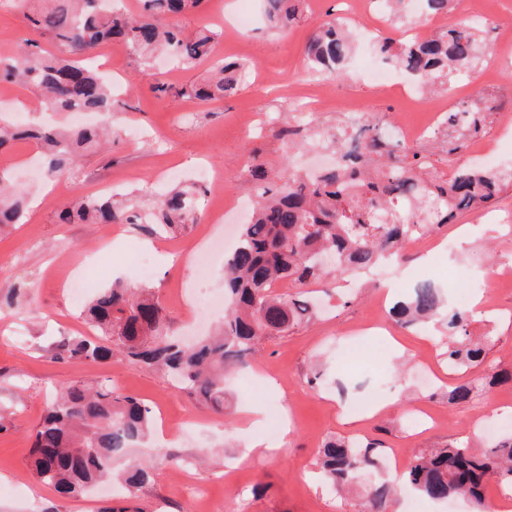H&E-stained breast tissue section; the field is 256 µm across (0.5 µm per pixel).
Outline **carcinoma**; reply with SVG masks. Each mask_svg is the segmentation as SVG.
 Instances as JSON below:
<instances>
[{
	"label": "carcinoma",
	"instance_id": "1",
	"mask_svg": "<svg viewBox=\"0 0 512 512\" xmlns=\"http://www.w3.org/2000/svg\"><path fill=\"white\" fill-rule=\"evenodd\" d=\"M16 0L28 27L64 47L56 54L26 38L12 54L0 57V81L30 88L56 112L74 107L104 118L119 107L111 82L83 63V56L100 45L119 41L142 60L167 56L176 63L199 62L211 56L215 33L201 29L186 35L175 19L204 0H143L139 13L112 6V0ZM299 0H265L268 22L283 30L295 19ZM375 53L408 75L426 91L454 73L473 68L486 54L480 29L468 23L453 24L423 41L394 43L376 36ZM355 51L351 27L339 20H323L305 46L307 65L332 77L344 73ZM243 73L237 61L217 63L211 77L189 84L182 96L213 102L235 93ZM486 114L465 105L448 111L444 124L458 133L448 153L464 147L463 139L478 134ZM37 141L46 177L69 178L85 153L105 147L112 125L72 129L68 126L24 128L0 122V148L20 136ZM340 157L335 167L312 177H293L271 185L265 171L260 201L251 219L242 225L238 244L224 263V294L231 308L223 324L194 344H182L169 334L170 321L156 295L146 288L121 283L103 288L81 312L101 335L77 337L54 352L52 359L103 363L114 351L147 368L170 376L176 386L224 412V370L245 363L265 336H273L309 320V301L273 293L287 281L305 286L336 273L358 274L389 256L400 258L406 242L434 227L452 223L459 215L492 203L505 183L512 181V165L490 169L460 166L441 178L424 170L423 163L392 158L373 167L379 145L361 152L345 149V140H332ZM200 194L191 188H174L154 209L133 203V193L108 197L82 195L58 213L61 224H139L160 235L195 220ZM412 209L416 224L394 209V203ZM25 194L0 175V229L21 221ZM440 289L422 283L392 310L397 322L412 324L440 313ZM448 337L445 354L452 369L476 367L485 362L486 343L469 339V313L454 307L446 311ZM151 408L110 385L74 384L66 387L39 423L29 455V470L43 484L65 498L84 496L99 482L120 480L131 494L151 482L153 466L127 458L151 434ZM372 440L354 443L329 439L319 457L323 479L337 487L350 486L361 472L379 463ZM488 479L512 485V436L477 455L461 442L416 455L403 475L404 485L433 500L468 496L484 506ZM392 486H372L363 512H388Z\"/></svg>",
	"mask_w": 512,
	"mask_h": 512
}]
</instances>
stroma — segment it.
Masks as SVG:
<instances>
[{
    "instance_id": "1",
    "label": "stroma",
    "mask_w": 512,
    "mask_h": 512,
    "mask_svg": "<svg viewBox=\"0 0 512 512\" xmlns=\"http://www.w3.org/2000/svg\"><path fill=\"white\" fill-rule=\"evenodd\" d=\"M260 0H205L201 10L182 15L178 24L192 34L210 28L216 34V53L244 64V83L234 96L201 103L181 96H160L152 85L173 87L204 79L208 62L163 72L161 66L141 64L129 48L103 44L87 62L100 66L111 58L122 108L112 115L117 134L101 153L81 158L79 176L54 183L38 206L29 208L24 223L0 232V512H103L124 505L135 512H195V491H204L209 512H360L365 491L385 479V471L369 468L356 487L333 491L317 475V457L330 437H362L380 442L381 455L401 452L413 457L425 448L451 441L471 443L480 450L495 444L486 433L494 421L512 415V286L495 287L500 261H512V223L489 224L479 212L461 215L432 233L451 237L455 226L469 229L470 248L447 256L442 266L421 268L418 243L404 245V260L393 281L399 296H409L420 282H432L445 298L457 285L455 267L470 271L471 295H485L494 309H472L469 331L489 338L483 366L449 371L443 344L447 331L441 319L425 325L401 326L387 321V334L373 325L382 281L361 277L348 291L342 279L331 277L297 288L283 282L280 294L305 292L318 309L307 323L266 339L250 358L256 387L239 382V370L225 377L230 410L219 414L175 387L163 374L133 364L122 356L106 363L53 360L58 344L90 330L79 316L80 303L65 287L71 269L98 286L115 280L136 287L148 285L158 296L174 333L190 335L200 313L189 295L200 286L224 294V264H212L206 278H198L195 264H168L171 256L201 251L211 229L208 208L180 233L157 239L153 270L142 278L128 259L142 248L146 234L133 224H60L58 209L73 193H86L92 183L124 176L123 191L153 202L157 194L176 184L199 183L201 171L215 169L224 181V206L255 203L257 186L249 178L248 162L269 175L285 179L298 173L299 149L278 137L279 127L296 126L301 118L294 98H318L331 87L334 98L318 119L308 141L324 143L344 128L341 109L360 107L380 123L394 113H408L411 121L427 120L424 100L374 86L363 77L372 48L359 47L345 74L333 78L307 70L303 48L316 25L337 16L358 28L374 27L392 37L413 38L418 26L439 30L438 22H424L413 11L402 28H391L380 6L368 5L355 14L348 0H301L296 19L286 30L270 28L261 17ZM490 19L482 35L490 42L486 60L471 72L445 83L443 105L482 107L504 102L512 115V46L494 44V27L512 25V0H484ZM37 153L34 141L20 139L0 154V170L21 189L34 186L28 164ZM495 372L506 381L487 385ZM476 385L474 396L452 404L454 386ZM73 383L111 384L121 393L146 402L159 426L133 456L156 466L150 485L128 497L124 491L106 496L61 498L53 489L35 487L28 460L32 434L54 396ZM390 398L391 404L372 417L348 414L351 401ZM260 404L288 414V434H269L241 418L243 408ZM264 436L273 453L264 459L248 457L257 436ZM165 450L159 458L157 450Z\"/></svg>"
}]
</instances>
